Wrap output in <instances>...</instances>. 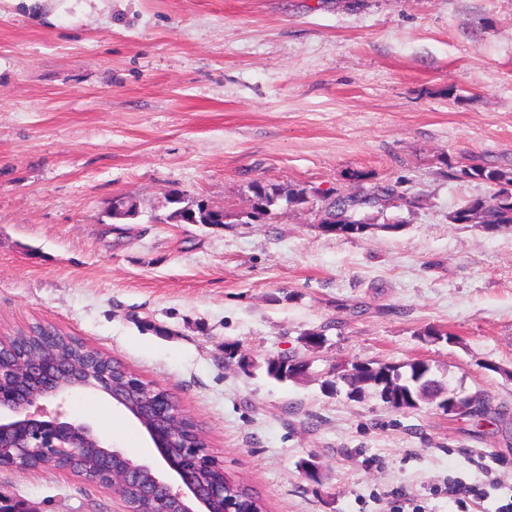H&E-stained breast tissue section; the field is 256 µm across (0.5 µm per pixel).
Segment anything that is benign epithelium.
Wrapping results in <instances>:
<instances>
[{
	"mask_svg": "<svg viewBox=\"0 0 512 512\" xmlns=\"http://www.w3.org/2000/svg\"><path fill=\"white\" fill-rule=\"evenodd\" d=\"M143 388V381L134 374L120 391L113 386L108 369L92 372L44 355L14 360L8 376H0V468L25 469L37 460L77 476L84 448L92 444L105 459L96 483L125 498L122 488L111 480V464L120 462L125 482L139 489L140 507L128 512H172L168 504L173 502L180 505V512H232L233 500L226 495L224 480L202 478L205 469L224 470L223 461L210 453L194 422L166 390L158 388L157 397L131 404ZM80 390L102 392L112 406L132 415L174 479H167L148 461L126 456L92 424L68 418L63 403ZM54 401L56 408L47 409Z\"/></svg>",
	"mask_w": 512,
	"mask_h": 512,
	"instance_id": "obj_1",
	"label": "benign epithelium"
}]
</instances>
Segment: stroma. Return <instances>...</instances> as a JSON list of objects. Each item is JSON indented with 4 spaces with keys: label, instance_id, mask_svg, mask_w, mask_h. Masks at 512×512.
Wrapping results in <instances>:
<instances>
[{
    "label": "stroma",
    "instance_id": "1",
    "mask_svg": "<svg viewBox=\"0 0 512 512\" xmlns=\"http://www.w3.org/2000/svg\"><path fill=\"white\" fill-rule=\"evenodd\" d=\"M465 155L512 168V0H0V336L50 325L167 389L268 512H457L452 478L498 482L468 507L495 512L512 492V231L449 223L491 192L449 178ZM398 180L423 203L385 211L397 231H318L326 193ZM256 181L308 201L241 223ZM174 192L227 223H162ZM118 200L138 218L114 223ZM288 355L306 375L270 379ZM412 360L498 413L325 387L355 361ZM64 409L158 459L105 394ZM0 499L127 510L53 468L0 469Z\"/></svg>",
    "mask_w": 512,
    "mask_h": 512
}]
</instances>
